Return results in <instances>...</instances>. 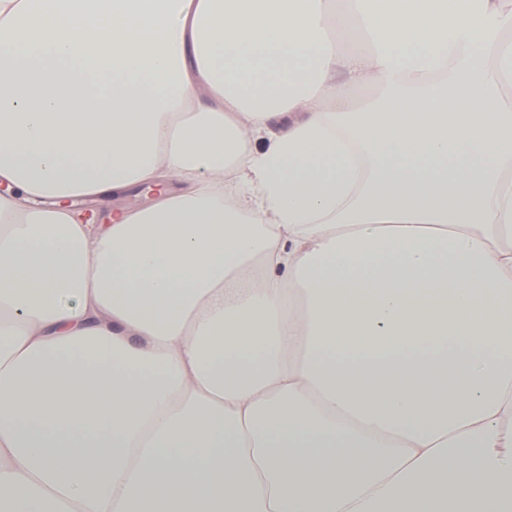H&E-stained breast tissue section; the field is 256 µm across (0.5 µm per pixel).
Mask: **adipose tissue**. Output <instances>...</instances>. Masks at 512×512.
<instances>
[{
  "instance_id": "1",
  "label": "adipose tissue",
  "mask_w": 512,
  "mask_h": 512,
  "mask_svg": "<svg viewBox=\"0 0 512 512\" xmlns=\"http://www.w3.org/2000/svg\"><path fill=\"white\" fill-rule=\"evenodd\" d=\"M0 512H512V0H0ZM154 199V192L149 193L148 197L140 196L136 198L134 195H126L121 198L106 197V198H95L96 207L98 210L103 212L113 211L118 207L126 205H137L144 206L151 203Z\"/></svg>"
}]
</instances>
